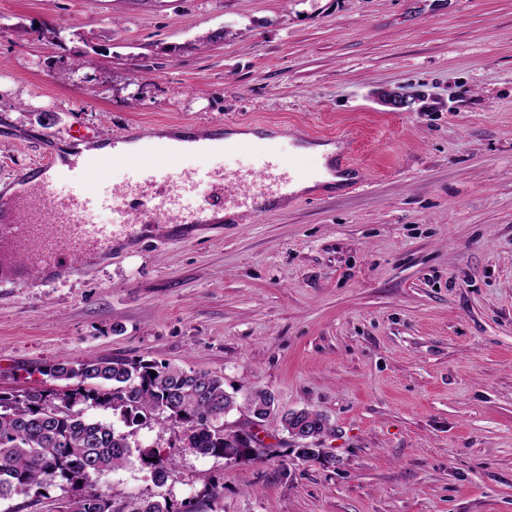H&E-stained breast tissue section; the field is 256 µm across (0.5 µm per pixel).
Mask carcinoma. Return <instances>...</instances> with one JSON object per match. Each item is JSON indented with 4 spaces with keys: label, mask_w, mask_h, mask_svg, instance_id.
I'll return each instance as SVG.
<instances>
[{
    "label": "carcinoma",
    "mask_w": 512,
    "mask_h": 512,
    "mask_svg": "<svg viewBox=\"0 0 512 512\" xmlns=\"http://www.w3.org/2000/svg\"><path fill=\"white\" fill-rule=\"evenodd\" d=\"M41 374L53 384L0 391V501L14 496L41 495L66 486V512H199L202 503H162L139 499L118 504L96 487L101 475L127 465L138 447V430L152 423L177 427L180 446L163 453L139 451L142 465L157 482L176 472V454L189 450L201 456L244 459L263 454L252 430L219 429L224 409L236 405L224 380L204 371L184 369L125 356L62 361ZM247 404L256 420L275 410L274 397L255 393ZM110 412L120 426L86 415ZM307 420L323 436L328 418L308 409L282 415Z\"/></svg>",
    "instance_id": "carcinoma-1"
}]
</instances>
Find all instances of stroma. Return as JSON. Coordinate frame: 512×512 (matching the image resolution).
<instances>
[{"instance_id":"1","label":"stroma","mask_w":512,"mask_h":512,"mask_svg":"<svg viewBox=\"0 0 512 512\" xmlns=\"http://www.w3.org/2000/svg\"><path fill=\"white\" fill-rule=\"evenodd\" d=\"M177 121L346 139L361 183L0 288V391L123 354L274 396L226 417L262 456L186 451L161 484L132 459L98 481L119 504L216 484L206 512H512V0H0V185L45 135ZM267 151L170 168L230 188ZM303 408L329 419L316 460L280 419ZM247 404L254 420H264L275 410L274 397L268 392L251 395L247 398Z\"/></svg>"}]
</instances>
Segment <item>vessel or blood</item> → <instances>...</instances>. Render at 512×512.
Returning <instances> with one entry per match:
<instances>
[{
	"label": "vessel or blood",
	"mask_w": 512,
	"mask_h": 512,
	"mask_svg": "<svg viewBox=\"0 0 512 512\" xmlns=\"http://www.w3.org/2000/svg\"><path fill=\"white\" fill-rule=\"evenodd\" d=\"M93 139L92 133L75 130L70 144L76 161L58 170L52 153L42 151L33 168L39 181L17 192L0 193V263L15 270L7 279L11 286L31 285L53 272L98 264L111 258L115 242L134 241L138 225L155 224L163 217L175 224L185 242L201 227L205 206L197 201L196 190L200 183L223 180L221 171L172 173L168 166L171 151L160 148L153 135L130 128L114 135L112 142L138 143L139 154L127 162L130 176L125 185L109 190L89 180L92 169L113 160L109 154L85 153ZM184 139L202 153H221L228 159L244 148L240 142L225 143L219 130H189ZM317 174V165L294 167L274 149L238 176L237 189L225 195L221 206L254 212L260 199L276 196L290 200L296 176L313 178ZM61 183L68 185L67 194H58ZM101 210L111 211V223H94V214Z\"/></svg>",
	"instance_id": "b4317fda"
}]
</instances>
